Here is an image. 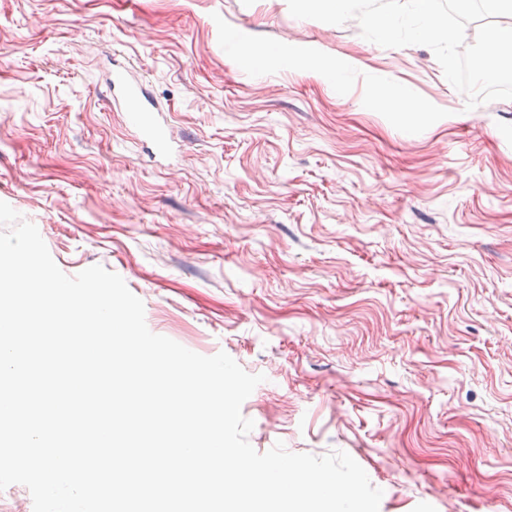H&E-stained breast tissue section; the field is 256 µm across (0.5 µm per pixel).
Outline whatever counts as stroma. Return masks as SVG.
<instances>
[{
    "label": "stroma",
    "mask_w": 512,
    "mask_h": 512,
    "mask_svg": "<svg viewBox=\"0 0 512 512\" xmlns=\"http://www.w3.org/2000/svg\"><path fill=\"white\" fill-rule=\"evenodd\" d=\"M244 44L300 59L252 71ZM395 88L425 120L378 106ZM465 104L428 47L287 0H0V201L153 333L264 374L252 447L348 453L379 512H512V100ZM112 94L117 90L125 102L127 112H131L135 125L141 135L151 141L157 154H166L171 141L166 129L155 118L153 112L161 110L150 100L148 93L142 85L131 82L123 71H112V78L108 82Z\"/></svg>",
    "instance_id": "1"
}]
</instances>
